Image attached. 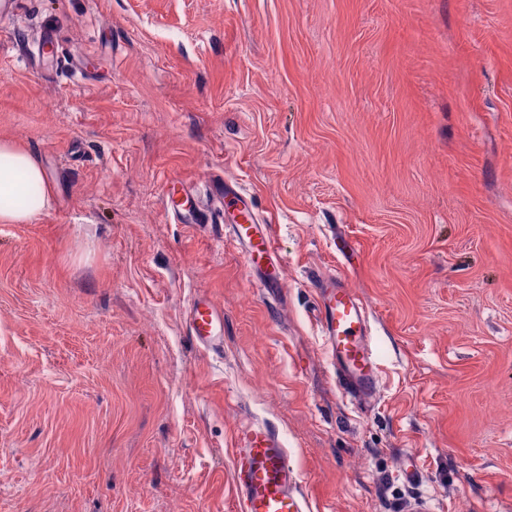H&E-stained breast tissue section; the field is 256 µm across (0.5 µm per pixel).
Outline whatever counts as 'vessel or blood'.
<instances>
[{"label": "vessel or blood", "instance_id": "vessel-or-blood-1", "mask_svg": "<svg viewBox=\"0 0 512 512\" xmlns=\"http://www.w3.org/2000/svg\"><path fill=\"white\" fill-rule=\"evenodd\" d=\"M233 232L246 247L249 267L263 272L262 287L277 288L280 261L266 225L253 206L243 203L234 217ZM319 319L339 388L356 404L372 401L379 383V356L373 344L367 307L354 292L335 280L318 286ZM188 332L198 345L215 352L224 345V312L201 298L187 313ZM233 488L239 512H306L298 490V474L278 431L245 421L234 437Z\"/></svg>", "mask_w": 512, "mask_h": 512}]
</instances>
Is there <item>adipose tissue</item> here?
<instances>
[{
	"instance_id": "ef3b65f1",
	"label": "adipose tissue",
	"mask_w": 512,
	"mask_h": 512,
	"mask_svg": "<svg viewBox=\"0 0 512 512\" xmlns=\"http://www.w3.org/2000/svg\"><path fill=\"white\" fill-rule=\"evenodd\" d=\"M24 182H17L16 172ZM22 205H15V198ZM52 192L48 177L29 151L9 140L0 139V224H26L50 209Z\"/></svg>"
}]
</instances>
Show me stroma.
<instances>
[{
    "instance_id": "35a3bbf8",
    "label": "stroma",
    "mask_w": 512,
    "mask_h": 512,
    "mask_svg": "<svg viewBox=\"0 0 512 512\" xmlns=\"http://www.w3.org/2000/svg\"><path fill=\"white\" fill-rule=\"evenodd\" d=\"M0 138L53 191L0 224V512H237L245 420L308 512H512V0H14ZM170 180L245 193L281 288ZM332 276L367 304L365 407L316 322ZM188 332L198 345L213 352L224 345V311L207 298L195 301L187 313Z\"/></svg>"
}]
</instances>
